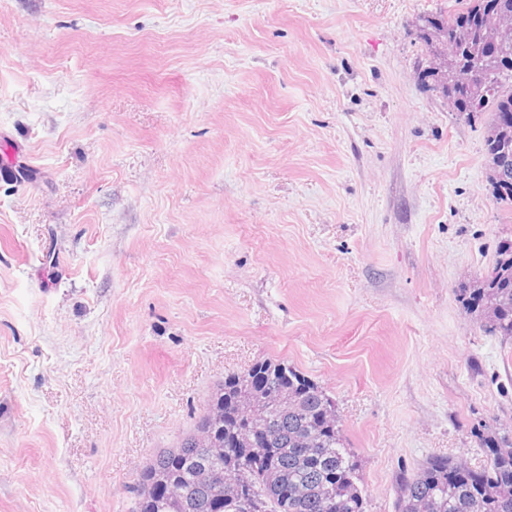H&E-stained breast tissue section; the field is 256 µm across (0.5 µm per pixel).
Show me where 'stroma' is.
Here are the masks:
<instances>
[{
    "instance_id": "obj_1",
    "label": "stroma",
    "mask_w": 512,
    "mask_h": 512,
    "mask_svg": "<svg viewBox=\"0 0 512 512\" xmlns=\"http://www.w3.org/2000/svg\"><path fill=\"white\" fill-rule=\"evenodd\" d=\"M455 0H0V512H131L225 373L336 404L365 512L512 443L459 299L512 213L422 83Z\"/></svg>"
}]
</instances>
